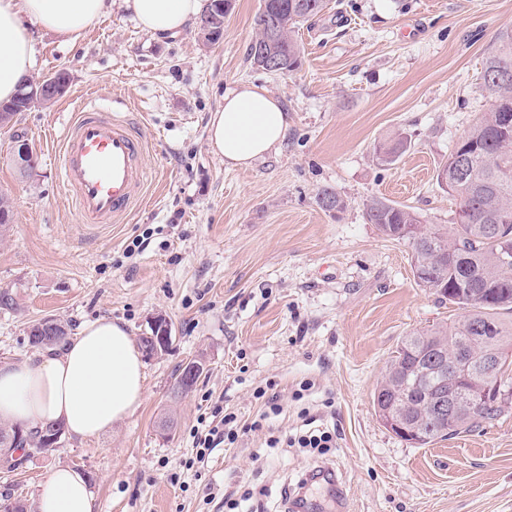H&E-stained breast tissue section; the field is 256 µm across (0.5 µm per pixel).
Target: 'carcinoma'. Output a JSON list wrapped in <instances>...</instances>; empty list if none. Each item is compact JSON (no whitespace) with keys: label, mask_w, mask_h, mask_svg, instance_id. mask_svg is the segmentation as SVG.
<instances>
[{"label":"carcinoma","mask_w":512,"mask_h":512,"mask_svg":"<svg viewBox=\"0 0 512 512\" xmlns=\"http://www.w3.org/2000/svg\"><path fill=\"white\" fill-rule=\"evenodd\" d=\"M327 0H262L257 32L250 45L253 65L273 72L269 56L279 58L285 73L300 66V48L294 38L302 22L327 8ZM276 22L277 39L265 40L266 27ZM482 90L489 108L463 137L471 161L462 174L455 171L456 151H451L438 169L437 179L456 201L457 222L449 228L425 224L407 206H398L383 197L364 203L365 216L379 232L408 244L412 250L413 273L419 286L434 291L441 300L464 310L457 320L416 332L401 340L390 361L391 372L410 387L407 413L423 426V447L438 439L461 433L482 431L504 412V407L488 405L440 424L433 412L436 398L450 396L455 382L432 378L426 373L423 353L447 351L459 360L475 349L512 351V27L498 31L482 70ZM407 141L397 139L375 153L387 161L404 153ZM318 206L328 212L341 211L345 200L331 187L317 191ZM35 348H54L64 343L68 325L59 320L45 327L41 321L27 333Z\"/></svg>","instance_id":"obj_1"}]
</instances>
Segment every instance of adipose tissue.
I'll use <instances>...</instances> for the list:
<instances>
[{
	"label": "adipose tissue",
	"instance_id": "adipose-tissue-1",
	"mask_svg": "<svg viewBox=\"0 0 512 512\" xmlns=\"http://www.w3.org/2000/svg\"><path fill=\"white\" fill-rule=\"evenodd\" d=\"M140 26L157 37L186 29L199 17L202 0H123ZM108 8L107 0H0V102L14 97L33 65L35 22L75 40ZM288 114L265 89L242 84L224 95V106L207 126L211 149L230 168H247L284 140ZM144 364L125 326L108 317L83 325L59 349L0 365V423L37 427L61 422L81 438L111 431L140 407ZM37 512H94L85 478L71 467L52 469L36 499Z\"/></svg>",
	"mask_w": 512,
	"mask_h": 512
}]
</instances>
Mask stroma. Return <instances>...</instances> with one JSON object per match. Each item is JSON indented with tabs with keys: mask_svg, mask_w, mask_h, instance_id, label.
<instances>
[{
	"mask_svg": "<svg viewBox=\"0 0 512 512\" xmlns=\"http://www.w3.org/2000/svg\"><path fill=\"white\" fill-rule=\"evenodd\" d=\"M260 0H236L222 39L203 46L193 29L158 38L113 5L73 42L29 24L32 79L63 70L66 93L0 129V193L13 222L0 234V364L36 355L34 323L58 318L78 333L101 316L132 339L165 317L172 344L145 359L146 393L128 419L96 438L64 435L23 468L0 472V494L35 506L39 482L68 465L89 482L98 512H512V407L484 432L409 444L379 420L372 397L403 336L458 319L460 309L420 287L411 250L363 215L381 196L451 225L456 205L437 180L440 164L487 110L483 60L512 26V0H329L296 34L302 65L283 75L248 58ZM266 89L288 114L282 144L230 169L207 142L224 94ZM112 93L118 111L143 112L146 200L124 224H79L54 164L81 94ZM36 166L17 169L15 135ZM408 150L390 164L374 148L397 136ZM347 203L321 210L319 188ZM148 247L125 257L133 239ZM198 360L187 396L172 387ZM310 390H301V383ZM283 408L262 430L215 449L201 475L187 470L200 414L215 405L243 422L261 411L256 388ZM307 411L334 430L317 460L274 448ZM171 430H163L165 420Z\"/></svg>",
	"mask_w": 512,
	"mask_h": 512,
	"instance_id": "obj_1",
	"label": "stroma"
}]
</instances>
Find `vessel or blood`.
I'll return each instance as SVG.
<instances>
[{
    "mask_svg": "<svg viewBox=\"0 0 512 512\" xmlns=\"http://www.w3.org/2000/svg\"><path fill=\"white\" fill-rule=\"evenodd\" d=\"M60 140L58 173L80 223L121 224L141 207L146 146L125 117L82 99Z\"/></svg>",
    "mask_w": 512,
    "mask_h": 512,
    "instance_id": "1",
    "label": "vessel or blood"
}]
</instances>
